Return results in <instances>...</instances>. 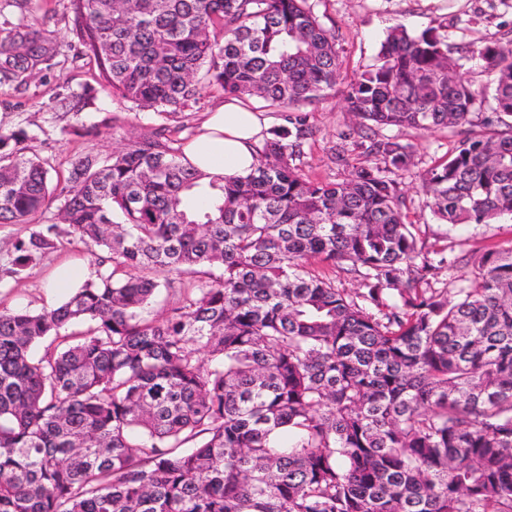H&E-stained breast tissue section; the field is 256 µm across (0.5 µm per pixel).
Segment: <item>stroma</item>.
I'll use <instances>...</instances> for the list:
<instances>
[{"label": "stroma", "mask_w": 512, "mask_h": 512, "mask_svg": "<svg viewBox=\"0 0 512 512\" xmlns=\"http://www.w3.org/2000/svg\"><path fill=\"white\" fill-rule=\"evenodd\" d=\"M68 0H14L4 7L11 21L38 23L53 32L60 51L50 68L30 80L27 89L0 86V130H24L28 135L27 153L49 159L52 180L67 177L76 157L107 154L122 148L134 136L160 124L152 110L136 108L97 88L92 64L73 42L67 18ZM322 25L335 34L341 49L342 82L335 91L313 105L304 107L314 135L304 145L301 169L313 179L342 181L347 170L337 163L334 153L354 123L345 108L348 80L374 64L387 29L403 25L408 31L445 25L448 42L455 47H477L502 38L512 39V0H309ZM91 88V99L80 112H64L60 101L73 92ZM98 125L99 134L82 139L70 135L73 126ZM400 138L412 145L415 158L398 179L407 198L409 216L416 226V237L424 249L444 250L448 257L471 256L468 264L437 270L432 284L455 289L471 277L474 259L488 248L512 244V222L451 226L433 216L422 189V172L435 160L455 148L459 136L448 129L433 132L403 130ZM100 250L87 247L78 239L64 238L20 277L0 280V310L27 308L39 311L54 304L50 276L69 261H80L93 272L110 271L102 263Z\"/></svg>", "instance_id": "35a3bbf8"}]
</instances>
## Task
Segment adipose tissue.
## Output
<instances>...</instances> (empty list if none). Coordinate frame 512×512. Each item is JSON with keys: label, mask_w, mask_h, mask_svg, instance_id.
<instances>
[{"label": "adipose tissue", "mask_w": 512, "mask_h": 512, "mask_svg": "<svg viewBox=\"0 0 512 512\" xmlns=\"http://www.w3.org/2000/svg\"><path fill=\"white\" fill-rule=\"evenodd\" d=\"M271 119L241 100L227 99L208 114L185 147L190 163L211 178L243 176L256 165Z\"/></svg>", "instance_id": "obj_1"}]
</instances>
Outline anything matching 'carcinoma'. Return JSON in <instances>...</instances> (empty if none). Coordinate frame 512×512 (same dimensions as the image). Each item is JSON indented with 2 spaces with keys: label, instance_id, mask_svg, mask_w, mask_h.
<instances>
[{
  "label": "carcinoma",
  "instance_id": "1",
  "mask_svg": "<svg viewBox=\"0 0 512 512\" xmlns=\"http://www.w3.org/2000/svg\"><path fill=\"white\" fill-rule=\"evenodd\" d=\"M69 2L112 96L166 119L204 79L289 113L232 181L191 167L184 124L77 157L52 189L27 133H0V224L31 225L0 274L64 236L112 263L55 308L0 311V512H512V245L453 296L432 287L447 258L418 248L392 178L412 147L374 131L480 118L422 185L443 224L512 220V41L471 50L495 74L486 115L447 32L389 29L346 97L376 163L339 152L351 169L326 183L300 168L312 129L298 110L341 63L309 0ZM57 54L47 30L0 14V82L22 86ZM55 201L61 223L33 221ZM204 266L219 273L194 296L144 316L152 273Z\"/></svg>",
  "mask_w": 512,
  "mask_h": 512
}]
</instances>
